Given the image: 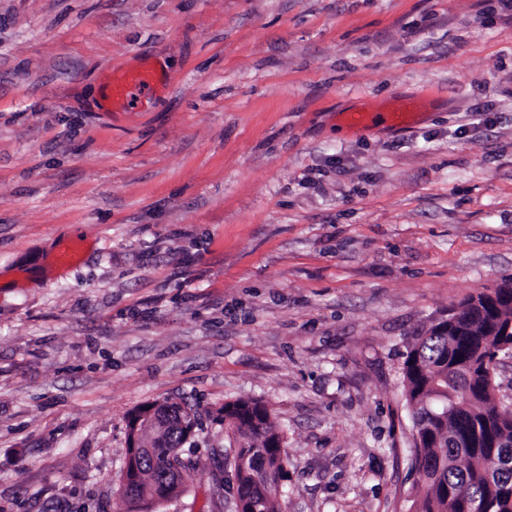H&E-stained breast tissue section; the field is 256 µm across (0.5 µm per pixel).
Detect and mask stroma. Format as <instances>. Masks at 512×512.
Masks as SVG:
<instances>
[{"label":"stroma","mask_w":512,"mask_h":512,"mask_svg":"<svg viewBox=\"0 0 512 512\" xmlns=\"http://www.w3.org/2000/svg\"><path fill=\"white\" fill-rule=\"evenodd\" d=\"M410 97L406 132L341 118ZM510 280L504 0H0V512H118L127 414L165 399L202 427L158 512H228L239 397L282 512H415L403 356ZM161 78L152 65H144L137 70L114 71L108 90V105L112 109L130 107L138 96L153 90ZM221 411L228 441L226 452L229 449L233 453L237 500L250 512H280L279 495L288 478L283 434L258 400L226 401ZM275 443L282 447L273 446Z\"/></svg>","instance_id":"1"}]
</instances>
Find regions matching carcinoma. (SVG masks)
I'll return each instance as SVG.
<instances>
[{"instance_id": "obj_1", "label": "carcinoma", "mask_w": 512, "mask_h": 512, "mask_svg": "<svg viewBox=\"0 0 512 512\" xmlns=\"http://www.w3.org/2000/svg\"><path fill=\"white\" fill-rule=\"evenodd\" d=\"M502 341L465 311L454 334L431 326L414 336L401 374L415 437L416 512H512V413L497 404L484 361ZM163 406L177 420L196 415L186 403ZM222 411L237 500L250 512H280L288 478V454L276 447L283 434L258 400L226 401ZM187 442L180 427L164 432L139 464L140 479L120 484L121 512H155L154 492L163 486L173 485L176 497L184 492L194 465L182 462L176 477L171 457Z\"/></svg>"}]
</instances>
